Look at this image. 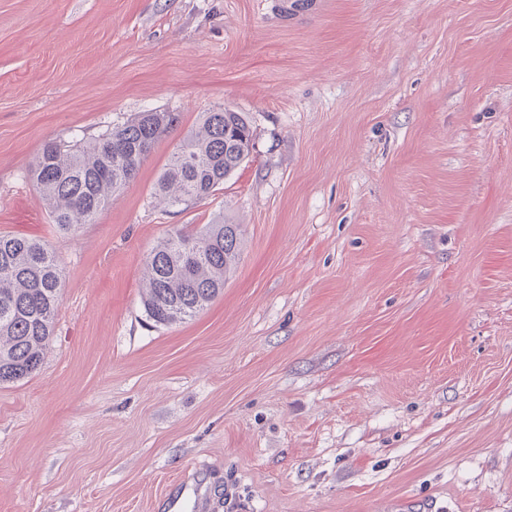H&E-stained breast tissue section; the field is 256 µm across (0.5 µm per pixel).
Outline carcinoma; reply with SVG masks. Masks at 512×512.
<instances>
[{
    "instance_id": "cac0c4a2",
    "label": "carcinoma",
    "mask_w": 512,
    "mask_h": 512,
    "mask_svg": "<svg viewBox=\"0 0 512 512\" xmlns=\"http://www.w3.org/2000/svg\"><path fill=\"white\" fill-rule=\"evenodd\" d=\"M179 114L141 112L88 142L48 141L27 174L47 202L53 224L70 233L91 224L112 196L133 180ZM253 132L241 112L219 107L173 148L155 195L165 206H188L213 194L248 158ZM238 224L220 217L195 232L177 229L148 255L147 316L163 326L190 319L224 292L242 243ZM63 274L39 239L0 234V384L19 382L42 363L62 301Z\"/></svg>"
}]
</instances>
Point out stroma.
<instances>
[{"label":"stroma","mask_w":512,"mask_h":512,"mask_svg":"<svg viewBox=\"0 0 512 512\" xmlns=\"http://www.w3.org/2000/svg\"><path fill=\"white\" fill-rule=\"evenodd\" d=\"M249 158L157 178L203 112ZM179 125L95 223L27 176L136 113ZM240 225L224 292L161 326L144 260ZM0 233L63 271L41 366L0 385V512H512V0H0ZM253 132L242 112L219 107L204 112L196 129L173 148L155 195L164 206H189L213 194L248 158ZM179 491L168 498V512H208L211 510L209 489L200 481L186 478L177 484ZM190 511H187V510Z\"/></svg>","instance_id":"stroma-1"}]
</instances>
